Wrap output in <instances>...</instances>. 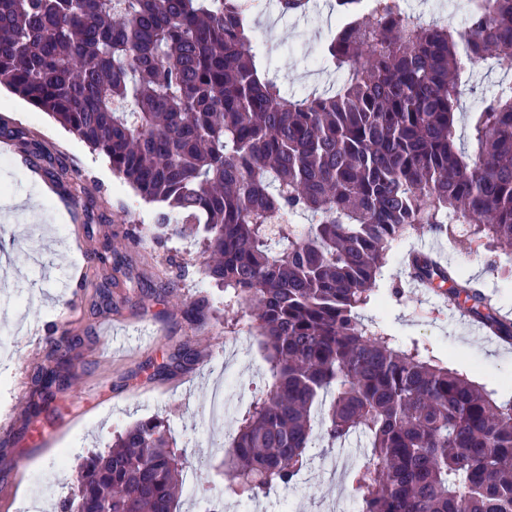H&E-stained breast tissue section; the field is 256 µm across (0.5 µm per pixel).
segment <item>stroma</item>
<instances>
[{"instance_id": "1", "label": "stroma", "mask_w": 512, "mask_h": 512, "mask_svg": "<svg viewBox=\"0 0 512 512\" xmlns=\"http://www.w3.org/2000/svg\"><path fill=\"white\" fill-rule=\"evenodd\" d=\"M309 2L306 14L283 16L272 0H262L253 18L258 69L290 99L339 81L311 55L331 39L343 14L336 0ZM0 118L60 154L74 181L87 188L72 193L73 205L65 207L10 155L0 156V207L8 212L0 218V254L7 256L0 263V414L10 419L9 431L0 430V512H57L58 496L42 492V485L70 489L84 457L148 418L164 422L187 458L178 512H202L206 494L224 491V450L237 419L271 383L251 311L237 308L207 276L201 239L156 237V205L144 202L59 123L4 89ZM19 198L39 205L18 208ZM88 206L91 239L79 221ZM106 238L133 285L114 289L111 310L94 315L76 277L89 269L92 250ZM431 239L421 230L392 243L377 298L362 316L402 345H426L449 368L495 390L498 400L512 399V346L475 335L438 292L425 295L413 287L405 256ZM437 242L463 276L483 280L500 312L512 314V272L501 256L461 249L446 237ZM82 332L90 338L69 353L71 386L34 424L43 443L13 446L11 436L23 431L29 373L47 351L37 337ZM180 348L194 352L195 361L154 377L156 366ZM309 455L300 484L274 488L254 501L225 499L224 512H358L342 472L367 462L360 439L340 448L319 445Z\"/></svg>"}]
</instances>
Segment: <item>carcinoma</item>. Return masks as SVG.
<instances>
[{
	"label": "carcinoma",
	"mask_w": 512,
	"mask_h": 512,
	"mask_svg": "<svg viewBox=\"0 0 512 512\" xmlns=\"http://www.w3.org/2000/svg\"><path fill=\"white\" fill-rule=\"evenodd\" d=\"M255 6L0 0V88L160 205L157 234L202 235L208 276L252 310L272 382L225 450L227 493L287 487L316 443L358 432L369 461L348 482L360 512H512V403L359 314L386 249L425 226L512 256V80L469 112L477 153L455 143L460 74L512 65V0H473L466 38L375 0L371 26L351 21L322 47L336 90L294 100L259 76ZM31 161L69 186L59 156L38 147ZM91 261L100 313L125 272L109 242ZM414 264L512 342L479 279L430 253ZM80 341L50 338L27 416L69 388ZM193 358L178 350L156 374ZM181 470L162 423L141 420L83 459L81 498L59 512H177Z\"/></svg>",
	"instance_id": "carcinoma-1"
}]
</instances>
